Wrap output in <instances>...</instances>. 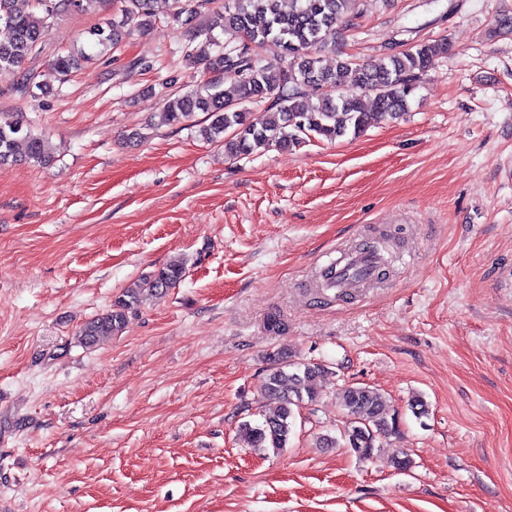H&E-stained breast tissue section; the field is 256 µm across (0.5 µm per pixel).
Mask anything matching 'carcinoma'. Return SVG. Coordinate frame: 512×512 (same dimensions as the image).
I'll return each mask as SVG.
<instances>
[{
	"label": "carcinoma",
	"mask_w": 512,
	"mask_h": 512,
	"mask_svg": "<svg viewBox=\"0 0 512 512\" xmlns=\"http://www.w3.org/2000/svg\"><path fill=\"white\" fill-rule=\"evenodd\" d=\"M102 0H32L24 11L16 0H0V27L10 37L0 40V72L20 74L17 84L25 91L37 86L34 77L21 72L25 61L36 52L49 32L50 19L70 11L87 12ZM154 0H117L121 20L97 25L88 30L89 44L113 46L128 26L139 31L155 28ZM283 0H172V13L167 23L184 29L183 58L203 67L207 78L183 93L169 97L158 113V125H182L195 113L204 112L209 124L201 130L208 141L224 146L234 158L249 156L255 150L275 146L293 151L311 138L333 141L351 133H363L380 117L398 118L408 110L409 99L431 60L448 54V39L421 42L409 49L383 57L375 62H355L348 57L336 59V69L321 66L325 51L323 32L338 24L350 26L344 16L350 0H289L291 7L282 9ZM212 12L210 25H196L201 10ZM234 40L221 44L215 29ZM277 42L288 64H264L256 48L267 41ZM93 55L81 50L58 54L50 66L67 77L81 62ZM233 80L230 91L223 89L224 78ZM356 85L372 98L367 109L356 95L345 96L339 88L346 81ZM269 102L272 115L262 121L251 119L250 112L240 107L244 102ZM25 152L17 153L19 143ZM27 161L37 164L49 161L45 141L33 134L20 118L0 119V167ZM185 267L173 263L144 276L133 288L115 297L110 309L86 322L79 331V342L94 347L106 336L119 333L128 314L147 301L165 294L183 278ZM273 367L262 382L265 396L273 404L259 424L244 422L240 436L252 448L287 447L294 433L296 412L304 404L317 401L316 381L325 372L319 363L296 362L291 351L283 347L269 355ZM347 423L341 439L326 436L320 444L349 448L360 458L373 455L380 437L395 433L396 421L386 409V399L378 390L366 386H347L337 393Z\"/></svg>",
	"instance_id": "cac0c4a2"
}]
</instances>
